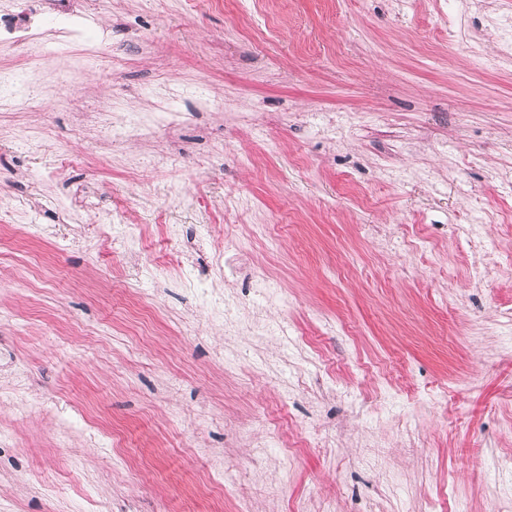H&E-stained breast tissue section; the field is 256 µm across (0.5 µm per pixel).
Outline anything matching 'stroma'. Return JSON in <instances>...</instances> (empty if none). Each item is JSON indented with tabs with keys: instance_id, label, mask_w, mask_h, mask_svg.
<instances>
[{
	"instance_id": "1",
	"label": "stroma",
	"mask_w": 512,
	"mask_h": 512,
	"mask_svg": "<svg viewBox=\"0 0 512 512\" xmlns=\"http://www.w3.org/2000/svg\"><path fill=\"white\" fill-rule=\"evenodd\" d=\"M107 21L44 37L47 71L0 46V388L28 382L0 512H512V0ZM162 106L185 121L102 132ZM103 216L143 225L137 257ZM269 274L287 335L222 337Z\"/></svg>"
}]
</instances>
